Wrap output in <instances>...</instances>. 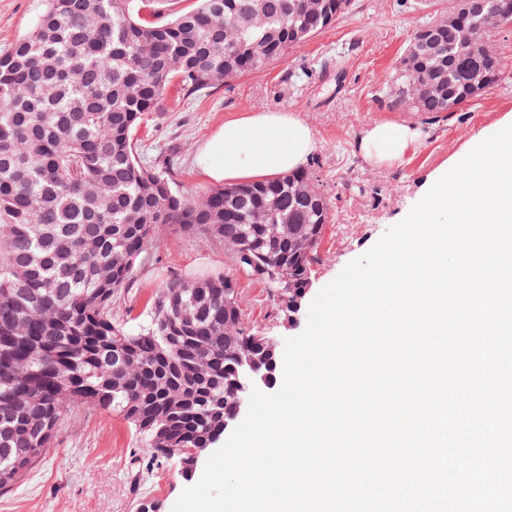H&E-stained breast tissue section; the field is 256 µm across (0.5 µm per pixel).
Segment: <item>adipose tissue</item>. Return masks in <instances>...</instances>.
<instances>
[{
    "instance_id": "1",
    "label": "adipose tissue",
    "mask_w": 512,
    "mask_h": 512,
    "mask_svg": "<svg viewBox=\"0 0 512 512\" xmlns=\"http://www.w3.org/2000/svg\"><path fill=\"white\" fill-rule=\"evenodd\" d=\"M418 126L377 124L360 140L362 155L378 164L399 159L419 143ZM317 147L312 128L288 112L257 111L225 122L203 147L204 174L216 182H259L300 169Z\"/></svg>"
}]
</instances>
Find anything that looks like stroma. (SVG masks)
Masks as SVG:
<instances>
[{
  "label": "stroma",
  "mask_w": 512,
  "mask_h": 512,
  "mask_svg": "<svg viewBox=\"0 0 512 512\" xmlns=\"http://www.w3.org/2000/svg\"><path fill=\"white\" fill-rule=\"evenodd\" d=\"M401 2L350 0L328 30L259 72L169 102L165 111L149 113L135 135L141 161L168 168L178 189L197 199L214 187L201 174V147L225 121L271 111L291 112L307 122L317 139L307 166L331 200V221L311 265L312 297L404 219L476 138L512 118V26L492 37L506 61L498 85L467 109L425 114L388 107L381 90L419 18ZM42 8L43 0H0V54ZM401 121L419 126L422 141L394 164L366 160L359 149L362 132ZM222 274L236 283L247 327L279 346L304 329L306 312L287 323L273 289L240 268L223 241L169 226L132 257L130 280L112 298V318L129 331L145 330L155 300L170 282ZM147 446L119 414L68 406L50 453L13 490L0 491V512H141L150 504L157 512H172L189 482L175 457L154 469L140 467Z\"/></svg>",
  "instance_id": "stroma-1"
}]
</instances>
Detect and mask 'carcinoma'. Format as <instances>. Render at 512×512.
<instances>
[{
	"mask_svg": "<svg viewBox=\"0 0 512 512\" xmlns=\"http://www.w3.org/2000/svg\"><path fill=\"white\" fill-rule=\"evenodd\" d=\"M153 0H44L36 21L0 55V479L8 490L51 448L65 406L120 413L150 439L143 466L223 435L232 394L264 359L275 379L278 352L243 325L233 280L174 281L138 334L112 320V296L130 258L159 227L221 239L243 268L274 288L281 311L307 295L310 266L331 210L310 172L214 189L198 204L170 174L144 166L134 135L172 93L191 94L268 61L324 32L349 0H195L154 20ZM425 0L418 26L385 96L391 108L462 111L499 80L504 59L487 32L453 5L454 22L431 27ZM497 28L512 26V0H490ZM293 224L303 240L273 239L253 215ZM189 301L192 320L178 310ZM141 371L112 387V345ZM7 448H34L20 464Z\"/></svg>",
	"mask_w": 512,
	"mask_h": 512,
	"instance_id": "cac0c4a2",
	"label": "carcinoma"
}]
</instances>
